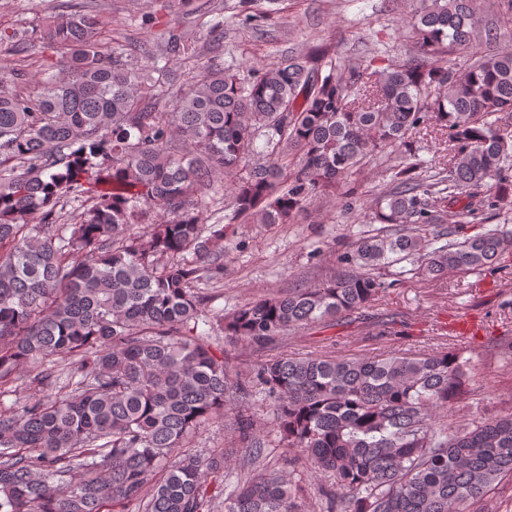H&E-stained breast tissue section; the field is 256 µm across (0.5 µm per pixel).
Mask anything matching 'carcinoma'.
I'll return each instance as SVG.
<instances>
[{"label": "carcinoma", "mask_w": 512, "mask_h": 512, "mask_svg": "<svg viewBox=\"0 0 512 512\" xmlns=\"http://www.w3.org/2000/svg\"><path fill=\"white\" fill-rule=\"evenodd\" d=\"M415 3L418 55L374 69L313 49L244 76L210 62L183 87L170 66L181 36L139 60L103 49L102 22L74 9L44 19L62 75L41 72L32 96L24 69L0 70V395L23 372L34 384L0 410V512H304L311 498L326 512H462L512 478V411L449 419L472 372L453 347L277 355L233 373L216 345L220 332L263 350L343 317L387 336L369 309L389 289L512 256V228L493 223L512 210V48L481 50L512 25V0ZM258 4L229 9L256 20ZM428 128L446 135L448 162L420 157ZM388 152L379 227L337 254L333 276L211 308L201 287L223 280L229 231L292 223L321 189L355 201ZM490 352L512 358V333ZM63 374L69 393L51 394ZM229 412L224 447L192 450ZM271 446L320 482L284 474Z\"/></svg>", "instance_id": "cac0c4a2"}]
</instances>
